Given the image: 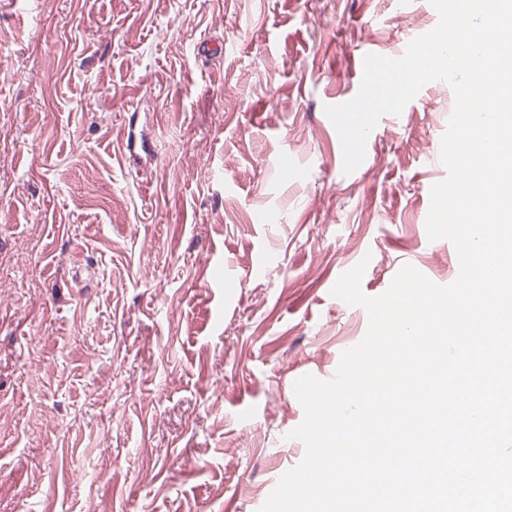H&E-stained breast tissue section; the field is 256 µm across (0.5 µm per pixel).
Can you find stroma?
I'll return each instance as SVG.
<instances>
[{"mask_svg": "<svg viewBox=\"0 0 512 512\" xmlns=\"http://www.w3.org/2000/svg\"><path fill=\"white\" fill-rule=\"evenodd\" d=\"M0 39V512H258L303 458L291 384L429 241L450 85L382 116L344 173L324 108L429 0H37ZM217 58L196 55L206 37ZM288 154L293 172L280 175ZM232 275L235 295L224 293Z\"/></svg>", "mask_w": 512, "mask_h": 512, "instance_id": "1", "label": "stroma"}]
</instances>
